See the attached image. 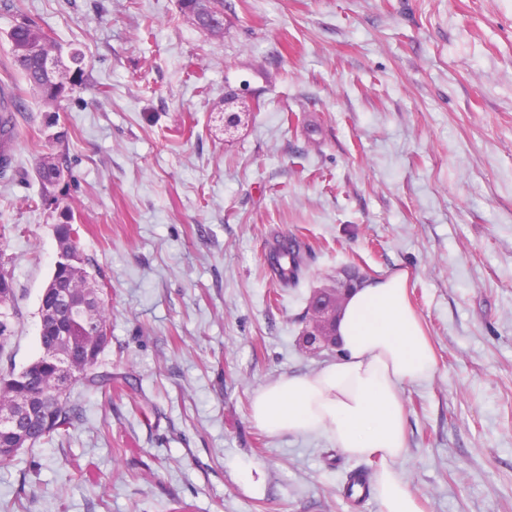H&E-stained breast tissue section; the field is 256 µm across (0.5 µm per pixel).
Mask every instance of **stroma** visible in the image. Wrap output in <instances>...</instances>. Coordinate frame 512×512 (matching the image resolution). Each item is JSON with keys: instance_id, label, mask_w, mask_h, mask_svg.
Instances as JSON below:
<instances>
[{"instance_id": "1", "label": "stroma", "mask_w": 512, "mask_h": 512, "mask_svg": "<svg viewBox=\"0 0 512 512\" xmlns=\"http://www.w3.org/2000/svg\"><path fill=\"white\" fill-rule=\"evenodd\" d=\"M26 20L83 54L59 108L15 75ZM0 90L23 97L0 172L12 363L41 352L63 200L112 288L101 368L135 391L80 393L68 434L0 469V512H379L342 493L360 460L250 417L334 359L301 317L353 267L407 272L435 350L402 394L422 512H512V0H224L219 33L178 0H0ZM229 90L258 104L230 140ZM284 238L314 248L294 288L268 263Z\"/></svg>"}]
</instances>
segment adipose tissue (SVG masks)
<instances>
[{
  "mask_svg": "<svg viewBox=\"0 0 512 512\" xmlns=\"http://www.w3.org/2000/svg\"><path fill=\"white\" fill-rule=\"evenodd\" d=\"M398 271L348 295L337 320L340 351L319 370L259 390L254 423L272 435L321 436L351 458L378 461L380 512H420L398 465L406 453L402 390L430 380L436 357Z\"/></svg>",
  "mask_w": 512,
  "mask_h": 512,
  "instance_id": "obj_1",
  "label": "adipose tissue"
}]
</instances>
